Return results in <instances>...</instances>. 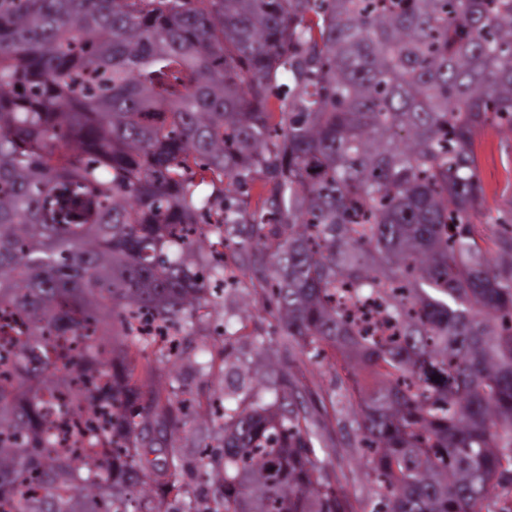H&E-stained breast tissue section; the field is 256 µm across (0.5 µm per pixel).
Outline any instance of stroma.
Listing matches in <instances>:
<instances>
[{
  "label": "stroma",
  "instance_id": "obj_1",
  "mask_svg": "<svg viewBox=\"0 0 512 512\" xmlns=\"http://www.w3.org/2000/svg\"><path fill=\"white\" fill-rule=\"evenodd\" d=\"M476 175L484 190L483 213L498 217L492 231L512 234V124L489 121L476 137ZM270 281L243 280L226 289L209 308L194 335L185 337L182 352L158 361L161 384H174L181 399L183 428L171 440L170 455L183 468L181 503L197 512H218L224 460L206 453L224 435L216 409L227 394L245 405L271 400L264 377L270 360H280L289 380L300 387L317 433L314 448L327 449L332 480L354 504L356 512H372L379 505V488L372 473L370 449L353 439L356 405L328 362L277 350L257 352L256 335L269 336L276 321L266 306Z\"/></svg>",
  "mask_w": 512,
  "mask_h": 512
}]
</instances>
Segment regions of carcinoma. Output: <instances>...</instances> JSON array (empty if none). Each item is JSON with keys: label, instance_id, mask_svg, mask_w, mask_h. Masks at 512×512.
I'll return each instance as SVG.
<instances>
[{"label": "carcinoma", "instance_id": "obj_1", "mask_svg": "<svg viewBox=\"0 0 512 512\" xmlns=\"http://www.w3.org/2000/svg\"><path fill=\"white\" fill-rule=\"evenodd\" d=\"M504 114L512 0H0V501L176 512L180 465L147 455L181 418L146 352L192 334L236 231L284 347L350 370L383 512H512V238L472 224L475 135ZM257 172L243 221L224 181ZM374 294L400 340L347 321L340 299ZM143 308L164 337L122 318ZM73 372L107 381L72 409L120 404L110 464L91 431L59 457ZM273 394L224 408V512H355L300 390L277 375Z\"/></svg>", "mask_w": 512, "mask_h": 512}]
</instances>
